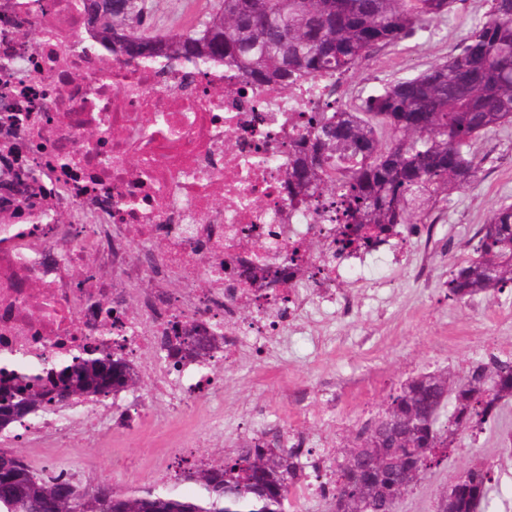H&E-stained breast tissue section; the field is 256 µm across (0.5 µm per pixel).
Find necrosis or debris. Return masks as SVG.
<instances>
[{
    "instance_id": "1",
    "label": "necrosis or debris",
    "mask_w": 512,
    "mask_h": 512,
    "mask_svg": "<svg viewBox=\"0 0 512 512\" xmlns=\"http://www.w3.org/2000/svg\"><path fill=\"white\" fill-rule=\"evenodd\" d=\"M91 42L82 0H0V59L16 73H0V367L43 369L119 336L154 390L117 418L103 401L36 414L18 434L36 448L63 446L73 414L101 435L136 431L155 395L178 406L208 390L214 363H234L249 336L275 348L311 306L348 316L340 284L368 267L337 255L333 214L301 202L288 175L293 142L339 86L284 94L222 63L114 62ZM266 269L281 283L266 286ZM246 309L257 317L242 328ZM189 326L222 337L213 362L139 365Z\"/></svg>"
}]
</instances>
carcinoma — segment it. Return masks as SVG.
I'll return each instance as SVG.
<instances>
[{
	"label": "carcinoma",
	"mask_w": 512,
	"mask_h": 512,
	"mask_svg": "<svg viewBox=\"0 0 512 512\" xmlns=\"http://www.w3.org/2000/svg\"><path fill=\"white\" fill-rule=\"evenodd\" d=\"M97 0H84L96 44L115 60L224 63L249 82L283 93L301 77L341 81L382 48L421 38L453 11L456 0H213L200 20L172 32L155 27L145 0H112L111 15L93 24ZM467 36L446 60L387 80L359 104L328 100L316 126L296 145L289 173L304 199L336 213V250L358 238L385 243L404 224H425L443 191L465 192L486 158L476 141L512 124V0H486ZM336 179H328L329 171ZM472 257L453 265L448 299L465 304L481 293L512 288V203H502L470 238ZM193 336L166 341L176 365L197 357ZM133 376L114 352L74 355L50 368L0 374V404L35 393L49 405L58 382L75 386L74 401L102 400ZM512 396V360L490 353L468 362L463 376L421 373L388 396L374 420L355 435L346 462L327 490L329 512H394L422 473L448 457L458 433H481L498 421ZM301 444L258 438L218 467L183 471L173 485L118 493L110 483L91 492L74 487L72 501L53 507L45 480L18 460L0 476V512H285L303 476ZM493 465L465 468L439 494L436 512H482ZM183 484L193 487L184 495Z\"/></svg>",
	"instance_id": "carcinoma-1"
}]
</instances>
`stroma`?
I'll list each match as a JSON object with an SVG mask.
<instances>
[{
  "label": "stroma",
  "instance_id": "1",
  "mask_svg": "<svg viewBox=\"0 0 512 512\" xmlns=\"http://www.w3.org/2000/svg\"><path fill=\"white\" fill-rule=\"evenodd\" d=\"M148 5L159 28L176 31L203 13L207 0ZM485 10V0H458L431 36L375 52L346 77L342 101L357 102L381 82L445 60ZM477 150L488 159L480 182L452 194L431 231H403L400 253L385 246L372 254L365 280L352 291V317L318 323L322 344L291 333L279 351L262 357L244 353L234 368L217 372L220 387L205 405L173 410L157 398L136 433L79 434L68 454L95 468L102 481L131 491L156 483L160 467L173 476L199 457L223 464L267 425L311 450L320 474H328L341 463L343 446L400 382L462 368L465 360L489 352L512 357L511 291L461 305L448 299L449 272L470 257L476 227L498 205L512 203V125L482 136ZM510 432L512 400L493 429L456 436L448 459L422 475L396 512H435L440 491L477 458L494 469L489 512H512V444L503 442ZM188 442L197 443L195 454L183 453Z\"/></svg>",
  "mask_w": 512,
  "mask_h": 512
}]
</instances>
